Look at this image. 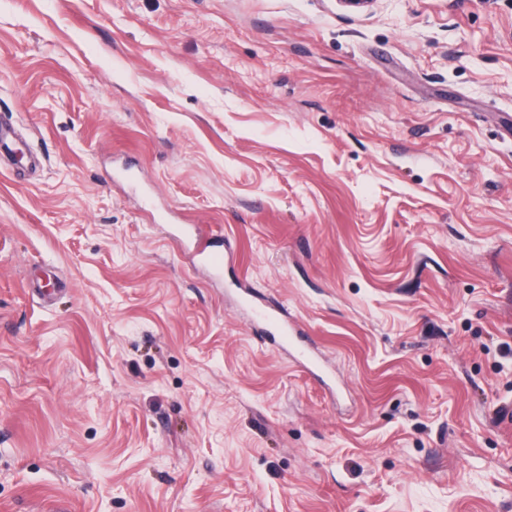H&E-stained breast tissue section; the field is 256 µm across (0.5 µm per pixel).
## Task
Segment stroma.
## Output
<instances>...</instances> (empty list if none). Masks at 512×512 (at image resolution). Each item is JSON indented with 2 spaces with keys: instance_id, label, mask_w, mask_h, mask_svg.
<instances>
[{
  "instance_id": "stroma-1",
  "label": "stroma",
  "mask_w": 512,
  "mask_h": 512,
  "mask_svg": "<svg viewBox=\"0 0 512 512\" xmlns=\"http://www.w3.org/2000/svg\"><path fill=\"white\" fill-rule=\"evenodd\" d=\"M1 121L0 512H512V0H0Z\"/></svg>"
}]
</instances>
